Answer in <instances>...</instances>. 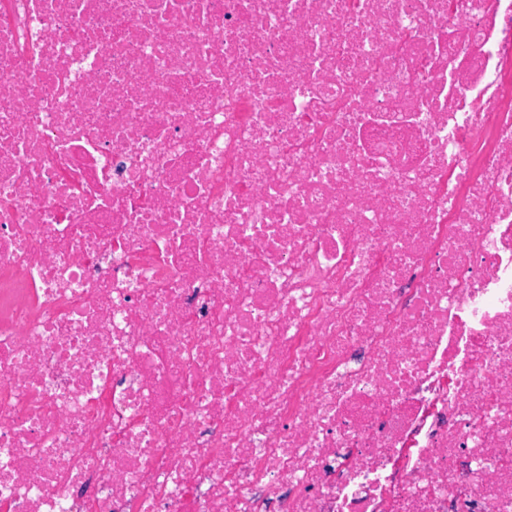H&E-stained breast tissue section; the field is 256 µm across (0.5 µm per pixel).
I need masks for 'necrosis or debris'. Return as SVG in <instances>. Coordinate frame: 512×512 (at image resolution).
I'll return each instance as SVG.
<instances>
[{"instance_id":"necrosis-or-debris-1","label":"necrosis or debris","mask_w":512,"mask_h":512,"mask_svg":"<svg viewBox=\"0 0 512 512\" xmlns=\"http://www.w3.org/2000/svg\"><path fill=\"white\" fill-rule=\"evenodd\" d=\"M0 512H512V0H0Z\"/></svg>"}]
</instances>
